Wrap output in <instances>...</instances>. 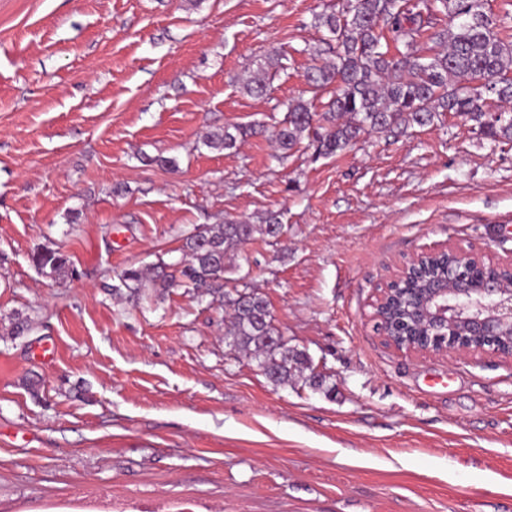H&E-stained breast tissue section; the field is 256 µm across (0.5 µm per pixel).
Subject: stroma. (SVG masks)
Returning <instances> with one entry per match:
<instances>
[{
    "label": "stroma",
    "instance_id": "1",
    "mask_svg": "<svg viewBox=\"0 0 512 512\" xmlns=\"http://www.w3.org/2000/svg\"><path fill=\"white\" fill-rule=\"evenodd\" d=\"M338 3L0 0V326L30 320L0 335V512H512V359L407 354L371 320L413 255L512 259V143L443 113L280 155L289 102L329 99L304 74ZM270 48L284 68L244 94ZM272 216L282 236L227 258L224 288L266 297L322 390L273 385L188 288L106 289L197 225ZM43 247L68 277L33 265ZM246 135L247 129L240 125L226 126L223 132L210 134L204 144L211 149L230 150L236 148ZM31 260L43 274L52 278H59L68 273V259L58 250L38 249Z\"/></svg>",
    "mask_w": 512,
    "mask_h": 512
}]
</instances>
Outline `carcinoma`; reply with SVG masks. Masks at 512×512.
Wrapping results in <instances>:
<instances>
[{
  "instance_id": "obj_1",
  "label": "carcinoma",
  "mask_w": 512,
  "mask_h": 512,
  "mask_svg": "<svg viewBox=\"0 0 512 512\" xmlns=\"http://www.w3.org/2000/svg\"><path fill=\"white\" fill-rule=\"evenodd\" d=\"M455 21L434 30L439 16ZM330 35L325 56L306 72L315 90H332L324 111L298 101L288 105L286 125L275 134L288 152L307 139L317 155L331 156L372 132L424 126L442 112L464 116L492 142H512V43L501 37L507 26L484 11V0H345L339 13L318 16ZM421 38L439 45L431 55L414 49ZM406 51L391 53L390 44ZM481 79L478 86L462 81ZM265 71L252 75L243 90L261 96L267 90ZM247 135L240 125L210 134L204 145L233 149ZM278 224H202L185 238L184 260L165 262L145 272L130 267L118 275L112 295H140L150 281L156 297L172 287L190 288L199 298L212 297L227 314L224 342L248 355L276 385H285L311 367L308 355L288 342L273 325L269 303L255 289L224 291V260L259 234L275 238ZM45 275L68 273V259L42 248L31 257Z\"/></svg>"
}]
</instances>
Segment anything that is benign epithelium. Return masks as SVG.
Masks as SVG:
<instances>
[{
    "label": "benign epithelium",
    "instance_id": "obj_1",
    "mask_svg": "<svg viewBox=\"0 0 512 512\" xmlns=\"http://www.w3.org/2000/svg\"><path fill=\"white\" fill-rule=\"evenodd\" d=\"M447 255L446 275L407 290L401 281L425 260ZM507 262L445 248L404 261L378 289L371 315L387 345L419 356L473 359L484 353L512 358V286L501 278Z\"/></svg>",
    "mask_w": 512,
    "mask_h": 512
}]
</instances>
